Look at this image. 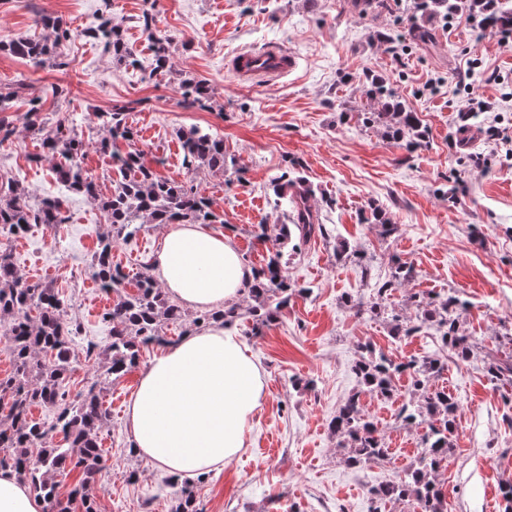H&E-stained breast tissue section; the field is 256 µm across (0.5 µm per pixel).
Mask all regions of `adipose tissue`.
I'll use <instances>...</instances> for the list:
<instances>
[{
  "instance_id": "1",
  "label": "adipose tissue",
  "mask_w": 512,
  "mask_h": 512,
  "mask_svg": "<svg viewBox=\"0 0 512 512\" xmlns=\"http://www.w3.org/2000/svg\"><path fill=\"white\" fill-rule=\"evenodd\" d=\"M154 267L167 293L192 310L223 309L252 278L228 237L197 224L165 233ZM264 396L256 362L230 328L212 323L144 369L128 406L132 446L168 475H207L240 454ZM0 512H44V503L19 474L0 469Z\"/></svg>"
}]
</instances>
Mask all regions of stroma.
<instances>
[{
  "instance_id": "stroma-1",
  "label": "stroma",
  "mask_w": 512,
  "mask_h": 512,
  "mask_svg": "<svg viewBox=\"0 0 512 512\" xmlns=\"http://www.w3.org/2000/svg\"><path fill=\"white\" fill-rule=\"evenodd\" d=\"M111 10L134 51L131 68L85 36ZM63 20L73 37L63 52L68 68L33 67L0 51V87H17L4 118L14 128L0 144V178L15 179L38 208L47 198L64 203L66 223L29 225L0 241L23 280L45 283L65 303L77 327L74 371L68 388L76 399L92 383L103 391L106 420L100 446L107 460L89 486L99 512H174L175 491L157 467L137 456L127 432V404L147 364L162 352L142 350L137 365L113 380L106 373L110 329L102 313L112 297L91 276L93 255L109 226L89 198L70 192L55 176L56 158H40V141L26 129L29 101L44 99L39 119L65 123L86 145L83 168L101 195L117 178L113 153L134 151L159 176L205 193L247 267L279 255L295 290L278 317L256 329L251 298L237 299L233 326L245 354L259 365L265 398L256 410L238 457L193 481L197 512H369L374 488L413 465L425 432L400 425L397 414L410 384L398 396L362 392L354 367L362 344L398 363L431 356L444 369L432 387L457 405L452 449L436 480L447 512H506L501 488L512 482V409L508 386H494L482 362L456 366L436 326L394 339V316L415 317L412 294L457 295L459 333L497 359L512 356V139L491 138V127L512 132V43L484 35L465 15L423 17L417 0H393L390 9L360 13L352 0H0V38L40 37L38 15ZM153 27H144V15ZM430 38L415 39V29ZM398 43L388 51L374 35ZM169 39L170 66L152 70L154 38ZM279 43L296 67L271 82L243 80L225 61L245 46ZM479 69H470L472 59ZM502 83L492 82V75ZM416 112L423 138L393 139L384 100L368 95L370 77ZM204 80L205 108L182 102V84ZM63 92L52 96L51 85ZM489 101V112L469 113L470 95ZM128 105L126 122L136 137L100 146L98 111ZM198 130L223 139L225 173L187 167L180 136ZM483 155L485 169L473 167ZM302 177L311 189L325 235L281 244L259 225L283 224L292 204L276 190L281 175ZM166 230L144 224L117 241L112 261L134 292L143 264L153 263ZM413 276L377 300L374 286L394 281L398 266ZM380 302V315H360L357 305ZM377 422L390 459L348 466L329 428L354 392Z\"/></svg>"
}]
</instances>
